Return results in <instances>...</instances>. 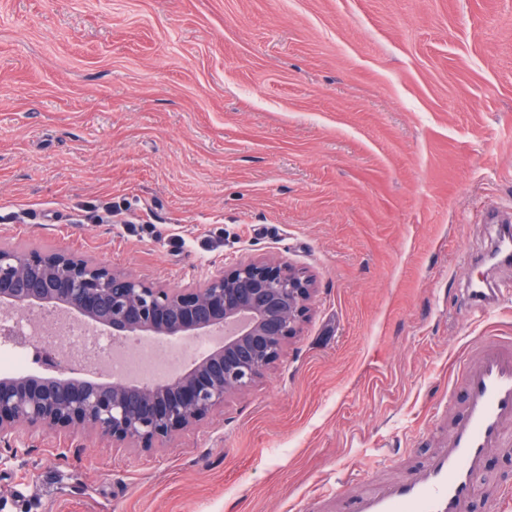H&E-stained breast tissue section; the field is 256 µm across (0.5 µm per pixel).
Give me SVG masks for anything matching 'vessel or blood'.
Returning a JSON list of instances; mask_svg holds the SVG:
<instances>
[{"mask_svg":"<svg viewBox=\"0 0 512 512\" xmlns=\"http://www.w3.org/2000/svg\"><path fill=\"white\" fill-rule=\"evenodd\" d=\"M448 397L458 401L459 415L447 447L400 480L359 482L350 512H469L488 449L511 438L512 336L482 337L454 371Z\"/></svg>","mask_w":512,"mask_h":512,"instance_id":"vessel-or-blood-1","label":"vessel or blood"}]
</instances>
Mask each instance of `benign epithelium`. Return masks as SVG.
I'll use <instances>...</instances> for the list:
<instances>
[{
	"label": "benign epithelium",
	"mask_w": 512,
	"mask_h": 512,
	"mask_svg": "<svg viewBox=\"0 0 512 512\" xmlns=\"http://www.w3.org/2000/svg\"><path fill=\"white\" fill-rule=\"evenodd\" d=\"M317 288L306 271L272 258L232 260L224 271L179 289L135 278L74 254L0 246V320L10 310L51 308L112 334L157 340L220 336L214 347L168 376L149 381L92 379L74 358L53 376L0 380V455L18 456V431L47 428L69 442L77 430L112 440L116 451L150 452L197 430L228 398L249 390L279 363L307 320ZM50 352L74 350L59 337L27 339Z\"/></svg>",
	"instance_id": "1"
}]
</instances>
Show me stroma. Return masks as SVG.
<instances>
[{"label":"stroma","mask_w":512,"mask_h":512,"mask_svg":"<svg viewBox=\"0 0 512 512\" xmlns=\"http://www.w3.org/2000/svg\"><path fill=\"white\" fill-rule=\"evenodd\" d=\"M512 216V0H0V244L171 288L231 259L316 281L266 378L147 453L47 430L0 512H336L446 446L430 413L489 331L484 206ZM115 219H106V211ZM470 512L512 486L488 449Z\"/></svg>","instance_id":"obj_1"}]
</instances>
